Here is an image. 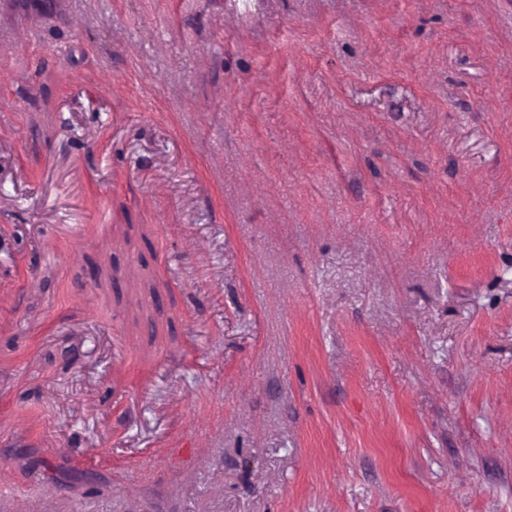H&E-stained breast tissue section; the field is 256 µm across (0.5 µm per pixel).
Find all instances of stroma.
I'll list each match as a JSON object with an SVG mask.
<instances>
[{"mask_svg": "<svg viewBox=\"0 0 512 512\" xmlns=\"http://www.w3.org/2000/svg\"><path fill=\"white\" fill-rule=\"evenodd\" d=\"M0 512H512V0H0Z\"/></svg>", "mask_w": 512, "mask_h": 512, "instance_id": "stroma-1", "label": "stroma"}]
</instances>
